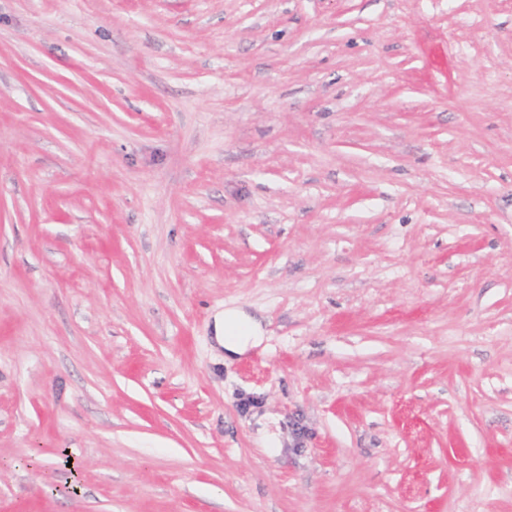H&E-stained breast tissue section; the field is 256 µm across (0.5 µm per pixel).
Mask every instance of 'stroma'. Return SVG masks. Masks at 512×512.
<instances>
[{"mask_svg":"<svg viewBox=\"0 0 512 512\" xmlns=\"http://www.w3.org/2000/svg\"><path fill=\"white\" fill-rule=\"evenodd\" d=\"M0 512H512V0H0ZM215 340L224 349L225 360L239 359L265 340L266 331L257 318L237 307L215 317Z\"/></svg>","mask_w":512,"mask_h":512,"instance_id":"stroma-1","label":"stroma"}]
</instances>
